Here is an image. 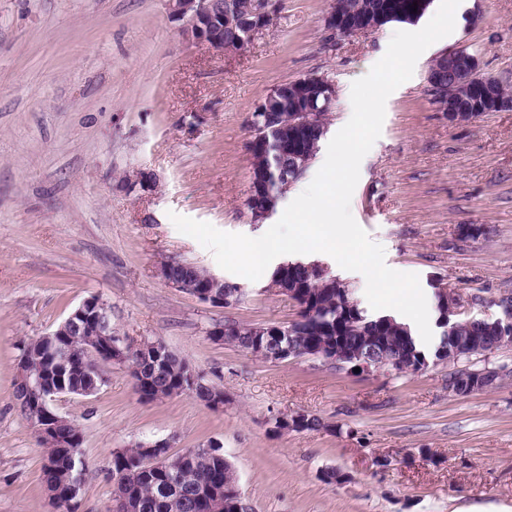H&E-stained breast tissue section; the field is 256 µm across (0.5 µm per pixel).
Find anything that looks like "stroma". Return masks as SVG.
Wrapping results in <instances>:
<instances>
[{
    "mask_svg": "<svg viewBox=\"0 0 512 512\" xmlns=\"http://www.w3.org/2000/svg\"><path fill=\"white\" fill-rule=\"evenodd\" d=\"M328 8L276 0L269 26L228 54L185 39L165 0H0V512H57L44 449L13 398L16 364L21 342L93 294L111 306L114 335L163 342L223 389L224 406L142 401L119 364L94 396L56 401L83 436L79 512L110 505L114 450L158 439L173 455L222 442L254 512H512V377L458 398L441 364L361 374L269 362L209 337L227 320L286 325L298 308L268 278L223 270L171 214L256 234L246 200L258 104L279 84L322 75L336 88V134L352 83L395 32L422 27L332 38ZM457 48L512 90V0H462L453 33L389 96L350 209L426 298L445 285L466 297L463 316L494 318L512 292V111L459 124L437 111L427 71ZM140 169L154 174L153 191L131 188ZM165 258L238 284L239 302L213 307L170 288L157 274ZM298 412L322 429L275 431L277 416ZM328 468L335 484L321 479Z\"/></svg>",
    "mask_w": 512,
    "mask_h": 512,
    "instance_id": "1",
    "label": "stroma"
}]
</instances>
